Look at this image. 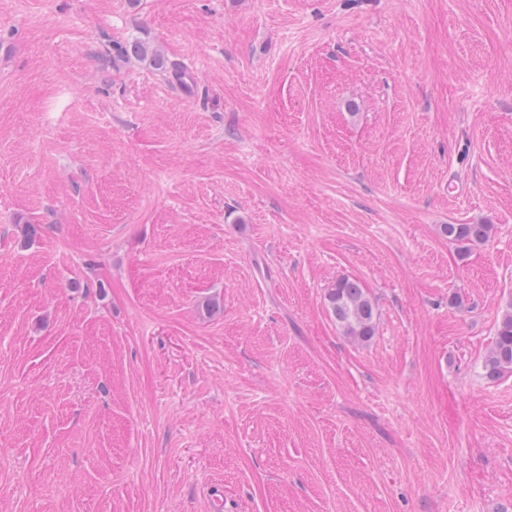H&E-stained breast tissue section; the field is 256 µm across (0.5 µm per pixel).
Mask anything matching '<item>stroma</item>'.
<instances>
[{"mask_svg":"<svg viewBox=\"0 0 512 512\" xmlns=\"http://www.w3.org/2000/svg\"><path fill=\"white\" fill-rule=\"evenodd\" d=\"M511 301L512 0H0V512H512ZM491 228L487 224H446L442 232L458 244V251L464 254L474 242L486 241ZM330 311L343 334L358 343L370 341L376 329L372 299L358 281L343 278L328 295ZM481 367L489 381H497L512 373V301L498 323L493 345Z\"/></svg>","mask_w":512,"mask_h":512,"instance_id":"obj_1","label":"stroma"}]
</instances>
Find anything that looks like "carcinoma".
Here are the masks:
<instances>
[{
  "label": "carcinoma",
  "mask_w": 512,
  "mask_h": 512,
  "mask_svg": "<svg viewBox=\"0 0 512 512\" xmlns=\"http://www.w3.org/2000/svg\"><path fill=\"white\" fill-rule=\"evenodd\" d=\"M488 224H445L442 232L458 244L463 254L474 242L489 238ZM330 311L343 334L358 343L370 341L375 335L376 314L372 299L355 280L343 278L328 295ZM486 379L497 381L512 373V301L498 323L493 345L482 362Z\"/></svg>",
  "instance_id": "cac0c4a2"
}]
</instances>
